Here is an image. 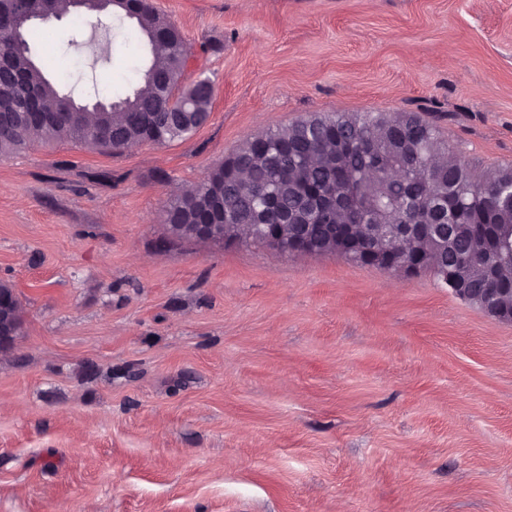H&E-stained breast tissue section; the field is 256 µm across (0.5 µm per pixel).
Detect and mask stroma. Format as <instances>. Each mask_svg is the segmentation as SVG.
Masks as SVG:
<instances>
[{
	"label": "stroma",
	"instance_id": "35a3bbf8",
	"mask_svg": "<svg viewBox=\"0 0 512 512\" xmlns=\"http://www.w3.org/2000/svg\"><path fill=\"white\" fill-rule=\"evenodd\" d=\"M208 77L164 146L0 157V512H512V323L430 273L181 240L172 198L313 113L416 112L476 172L512 165V0H153ZM64 90H128L148 49L104 18ZM22 327V320L14 312L12 301L7 295L0 294V344L12 341L18 336Z\"/></svg>",
	"mask_w": 512,
	"mask_h": 512
}]
</instances>
